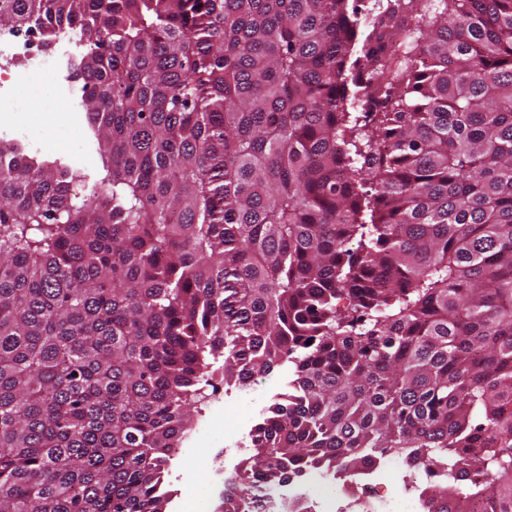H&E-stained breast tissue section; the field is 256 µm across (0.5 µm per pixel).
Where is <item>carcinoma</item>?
I'll return each instance as SVG.
<instances>
[{
    "label": "carcinoma",
    "mask_w": 512,
    "mask_h": 512,
    "mask_svg": "<svg viewBox=\"0 0 512 512\" xmlns=\"http://www.w3.org/2000/svg\"><path fill=\"white\" fill-rule=\"evenodd\" d=\"M33 24L87 41L102 170L0 140V512H166L216 376L284 362L225 512L390 452L512 512V0H0Z\"/></svg>",
    "instance_id": "obj_1"
}]
</instances>
